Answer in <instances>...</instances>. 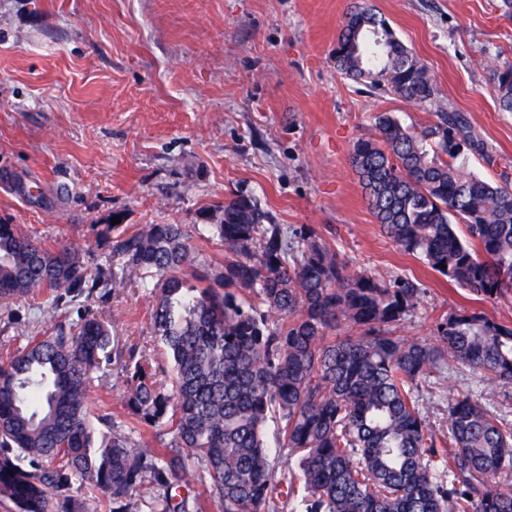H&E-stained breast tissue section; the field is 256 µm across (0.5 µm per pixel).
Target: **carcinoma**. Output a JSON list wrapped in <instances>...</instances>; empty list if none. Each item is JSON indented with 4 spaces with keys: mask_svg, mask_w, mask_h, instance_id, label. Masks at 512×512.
<instances>
[{
    "mask_svg": "<svg viewBox=\"0 0 512 512\" xmlns=\"http://www.w3.org/2000/svg\"><path fill=\"white\" fill-rule=\"evenodd\" d=\"M332 56L373 92L418 107L440 101L427 68L364 4L345 12ZM492 82L500 110L512 112V65ZM435 117L405 127L375 114L351 166L404 253L478 301L508 298L512 185L470 169L486 150L463 113L450 105ZM220 212L222 270L192 282L183 225L101 232L154 291L151 326L166 360L130 350L118 423L86 402L109 360L105 324L85 312L32 337L0 364V497L18 512H142L134 491L149 482L164 491L149 512H512V426L461 393L440 451L417 396L422 380L458 365L484 387L511 386L512 325L483 310L441 313L434 341L407 339L396 328L420 301L415 282L350 271L313 228L290 237L265 223L250 196ZM108 286L74 244L50 249L0 224L1 305L47 291L57 306ZM160 373L172 390L158 385ZM147 429L169 444L134 437ZM285 453L296 466L279 465Z\"/></svg>",
    "mask_w": 512,
    "mask_h": 512,
    "instance_id": "cac0c4a2",
    "label": "carcinoma"
}]
</instances>
